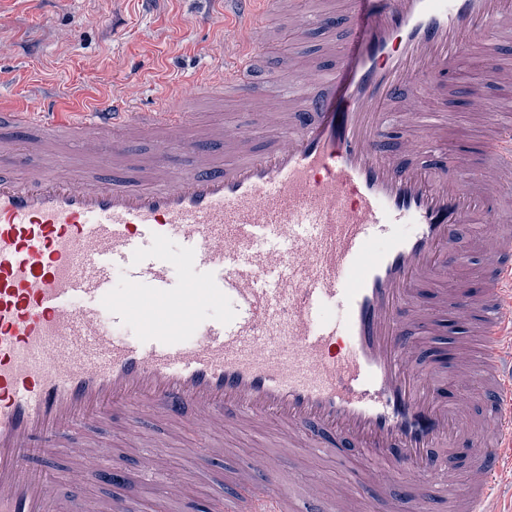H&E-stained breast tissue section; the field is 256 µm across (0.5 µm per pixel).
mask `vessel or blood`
<instances>
[{"instance_id": "b4317fda", "label": "vessel or blood", "mask_w": 512, "mask_h": 512, "mask_svg": "<svg viewBox=\"0 0 512 512\" xmlns=\"http://www.w3.org/2000/svg\"><path fill=\"white\" fill-rule=\"evenodd\" d=\"M265 1L294 29L346 16L343 45L323 49L332 65L297 51L289 82L260 88L258 0H224L242 39L222 77L168 84L162 111L115 94L64 118L53 102L0 112V123L27 130L32 151L61 126L116 152L165 133L126 179L65 164L0 176V512H76L89 476L123 465L73 432L113 416L131 432L167 430L146 443L142 481L189 423L215 461L227 431L270 426L282 451L308 448L346 467L349 491L314 485L299 498L275 461H253L215 512H374L372 488L401 476L408 490L385 493L387 512H435L444 488L448 512H495L512 429V353L501 347L512 335V123L472 98L491 122L478 152L448 159V118L421 103L444 98L466 50L494 57L512 39V0H340L334 14ZM217 90L262 113L276 136L260 144L209 127L187 160L164 158L191 101ZM405 121L413 140L403 154L388 132ZM396 223L406 231L377 247L378 230ZM173 235L176 254L164 248ZM473 254L490 259L475 297L447 285ZM201 266L205 280L189 288ZM117 267L129 283L120 295ZM202 299L225 306L223 318H187ZM132 321V336L117 335ZM446 324L475 341L454 372L478 382L484 410L466 394L439 396L446 380L430 356ZM42 439L83 462L67 493L27 461ZM353 450L373 466L348 468Z\"/></svg>"}]
</instances>
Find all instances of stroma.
<instances>
[{
	"label": "stroma",
	"instance_id": "1",
	"mask_svg": "<svg viewBox=\"0 0 512 512\" xmlns=\"http://www.w3.org/2000/svg\"><path fill=\"white\" fill-rule=\"evenodd\" d=\"M222 9L221 0H0V105L7 109L38 107L37 87L50 85L61 107L70 111L78 96L99 97L111 91L133 96L142 109L152 110L167 80L185 71L217 69L226 46L237 38L231 27L205 24V17ZM330 36L339 39L343 32L338 29L329 35L316 27L292 31L284 18L268 20L259 69L277 72L297 47L319 54ZM493 68V60L480 52L464 54L449 82L447 97L430 102V109L447 112L448 135L456 141L479 134L486 124L469 105L459 103L460 91L484 96L500 108L512 105V91L494 84ZM190 110L191 121L183 131L187 141L203 126H238L260 136L267 132L259 114L244 111L229 96L197 100ZM155 142V135L144 136L130 145L126 155L116 157L104 147L77 151L72 140L63 136L48 153L15 154L9 165L0 167V173L14 176L62 160L81 173L112 172L128 167L129 157L153 148ZM83 431L120 454L128 470L139 468L136 438L122 426L93 421ZM224 443L231 453L223 461L191 459L173 447L165 455L164 468L182 474L198 500L231 493V470L257 457L278 461L295 495H303L306 486L316 480L324 481L330 494L344 486L343 468L333 459L306 448L281 457L273 429L230 432ZM85 496H120L135 502L139 512H185L183 504L163 499L158 478L121 485L94 480L87 484Z\"/></svg>",
	"mask_w": 512,
	"mask_h": 512
}]
</instances>
